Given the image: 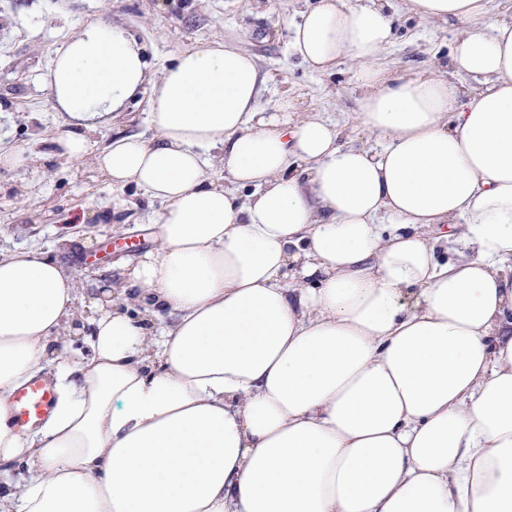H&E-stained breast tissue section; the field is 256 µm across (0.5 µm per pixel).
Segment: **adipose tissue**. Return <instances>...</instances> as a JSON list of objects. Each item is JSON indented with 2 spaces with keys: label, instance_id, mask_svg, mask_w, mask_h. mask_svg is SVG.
Segmentation results:
<instances>
[{
  "label": "adipose tissue",
  "instance_id": "adipose-tissue-1",
  "mask_svg": "<svg viewBox=\"0 0 512 512\" xmlns=\"http://www.w3.org/2000/svg\"><path fill=\"white\" fill-rule=\"evenodd\" d=\"M402 8L461 26L450 66L479 86L390 78L391 0H316L287 27L314 71L354 62L360 146L288 96L260 107L232 42L155 81L117 25L56 50L49 102L84 125L61 156H89L86 131L148 91L153 138L90 156L163 208L117 302L92 305L87 358L53 349L76 279L0 255V464L32 469L0 473V512H512V15ZM52 357L55 411L20 435L12 398Z\"/></svg>",
  "mask_w": 512,
  "mask_h": 512
}]
</instances>
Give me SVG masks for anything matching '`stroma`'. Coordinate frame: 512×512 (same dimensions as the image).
Listing matches in <instances>:
<instances>
[{"label": "stroma", "instance_id": "stroma-1", "mask_svg": "<svg viewBox=\"0 0 512 512\" xmlns=\"http://www.w3.org/2000/svg\"><path fill=\"white\" fill-rule=\"evenodd\" d=\"M314 0H0V147H17L29 165L0 167V253L33 250L65 266L89 296L102 274L120 279L125 267L155 244L150 223L162 208L135 186L116 191L92 160L113 135L152 137L146 98L138 96L89 132L91 158H62L53 142L68 131L48 102L42 76L56 49L87 22L117 24L144 47L154 74L183 50L203 41L233 39L253 54L266 78L260 97L268 106L282 94L303 110L340 120L348 143H365L354 128L361 94L355 65L343 60L330 72L311 71L288 50L286 25ZM397 38L383 53L396 77L448 62L457 28L398 13ZM122 193L127 208L112 211Z\"/></svg>", "mask_w": 512, "mask_h": 512}]
</instances>
